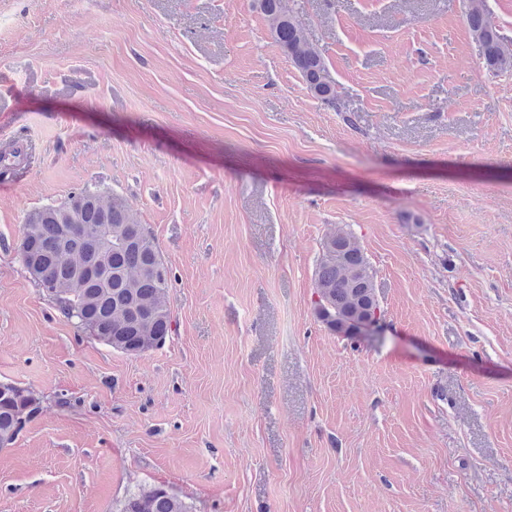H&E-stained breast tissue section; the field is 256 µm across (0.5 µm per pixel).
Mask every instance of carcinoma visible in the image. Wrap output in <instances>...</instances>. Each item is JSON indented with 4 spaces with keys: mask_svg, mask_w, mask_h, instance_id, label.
<instances>
[{
    "mask_svg": "<svg viewBox=\"0 0 512 512\" xmlns=\"http://www.w3.org/2000/svg\"><path fill=\"white\" fill-rule=\"evenodd\" d=\"M269 32L312 95L340 106L335 81L321 52L283 5L258 0ZM464 14L486 68L512 72V38L494 23L486 0H464ZM12 144L0 150V176L21 163ZM315 270L313 310L329 330L351 335L365 322H382L373 269L352 232L336 227L321 243ZM28 273L38 278L52 303L89 336L129 355L163 345L172 333L165 301L171 269L155 238L128 209L124 199L89 185L58 205L26 214L19 243ZM39 407L38 398L13 383L0 390V443H13L23 418ZM120 512H191L178 494L156 486L125 496Z\"/></svg>",
    "mask_w": 512,
    "mask_h": 512,
    "instance_id": "cac0c4a2",
    "label": "carcinoma"
}]
</instances>
